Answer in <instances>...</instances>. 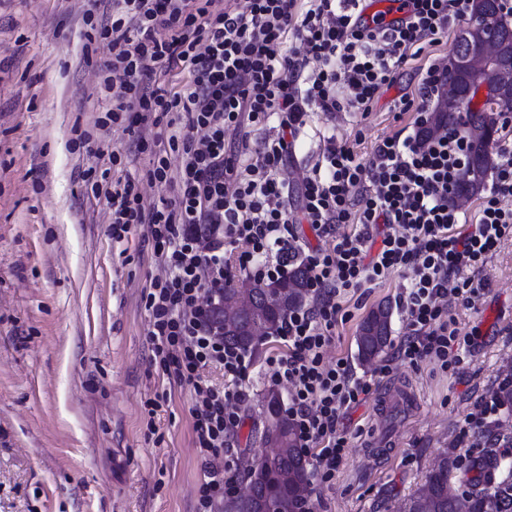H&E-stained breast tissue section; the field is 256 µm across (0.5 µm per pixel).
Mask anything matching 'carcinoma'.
Returning <instances> with one entry per match:
<instances>
[{"label":"carcinoma","instance_id":"carcinoma-1","mask_svg":"<svg viewBox=\"0 0 512 512\" xmlns=\"http://www.w3.org/2000/svg\"><path fill=\"white\" fill-rule=\"evenodd\" d=\"M484 20L466 28L456 39L455 47L468 42L478 44L486 37L511 48L500 59V65L512 72V28L495 24L498 0H484ZM448 84L456 87L454 99L440 104L422 135L430 137L445 127L457 126L465 134L471 147L469 167L461 177L455 197L475 196L483 186V177L489 164L487 146L496 133L495 123L488 120L486 110L473 107L468 87L461 72L447 68ZM309 273L305 264L297 263L288 275L278 280L293 291L277 308L266 305L268 287L273 282L251 281L253 304L227 319L222 308L210 310V323L224 330V344L243 351H254L259 344L248 334V327L257 316H264L269 324L268 335L277 334L288 313L300 307L309 294ZM392 309L380 304L372 309L360 324L356 343L359 359L369 364L379 358L391 341ZM265 423L261 441L271 452L255 457L245 466L248 493L224 500V512H303L309 495L308 462L298 445L295 427L283 411L280 399L264 396ZM458 458L444 452L440 461L426 475L423 485L407 500L405 512H459L456 498L448 494V483L456 477ZM468 488V512H512V462L491 452H479L472 465V475L463 479Z\"/></svg>","mask_w":512,"mask_h":512}]
</instances>
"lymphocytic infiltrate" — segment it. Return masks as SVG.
<instances>
[{
    "mask_svg": "<svg viewBox=\"0 0 512 512\" xmlns=\"http://www.w3.org/2000/svg\"><path fill=\"white\" fill-rule=\"evenodd\" d=\"M397 26L361 17L362 0H112L111 12H87L86 39L106 40L111 57L103 85L112 94L107 121L133 128L166 125L167 148L155 151L150 176L173 197L145 205L133 181L94 182L112 206L110 232L122 240L143 224L165 279L146 295L153 355L179 380L198 383L203 370L224 383L199 391L191 412L202 477L195 512H215L236 490L224 450L241 424L238 406L253 362L225 347L208 322L239 272L257 278L310 271L311 307L289 314L280 353L267 356L273 381L288 383V413L315 476L330 481L351 436L345 411L372 394L374 377L324 352L351 313L343 300L401 273L404 332L394 355L413 367L457 368L473 339L460 335L455 308L485 292L482 271L512 238V137L496 143L492 184L475 217L452 204L469 146L456 129L430 138L421 131L445 94L446 71L426 61L414 95L394 109L415 113L413 132L379 139L368 158L327 137L322 165L300 187L281 179L313 112H369L392 87L419 45L438 44L466 19L470 0H406ZM189 74L183 90L163 77ZM276 122L275 137L254 150L228 151L224 133ZM309 224L318 244L305 250L296 227ZM238 249L237 263L224 258Z\"/></svg>",
    "mask_w": 512,
    "mask_h": 512,
    "instance_id": "1",
    "label": "lymphocytic infiltrate"
}]
</instances>
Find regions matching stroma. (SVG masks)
Returning <instances> with one entry per match:
<instances>
[{
  "instance_id": "obj_1",
  "label": "stroma",
  "mask_w": 512,
  "mask_h": 512,
  "mask_svg": "<svg viewBox=\"0 0 512 512\" xmlns=\"http://www.w3.org/2000/svg\"><path fill=\"white\" fill-rule=\"evenodd\" d=\"M90 0H0V512H195L200 459L193 441L191 385L153 358L145 296L164 275L139 226L118 242L107 200L83 190L88 167L131 178L149 203L173 196L150 181L151 156L131 150L133 133L98 126L112 106L99 85L105 45L83 51ZM421 60L408 62L372 112H315L283 175L299 184L336 136L368 157L377 139L408 128L394 100L414 94ZM89 146L76 147L83 132ZM487 290L454 316L474 349L457 372L393 362L390 373L341 424L351 447L333 480L310 485V512H403L441 454L464 455L460 427L481 399L512 375V239L488 259ZM400 274L367 289L338 325L328 359L357 375L356 336L377 305L392 308L391 338L403 333ZM274 338L253 355L243 423L224 463L245 492L246 457L266 453L252 430L264 422L263 375Z\"/></svg>"
}]
</instances>
